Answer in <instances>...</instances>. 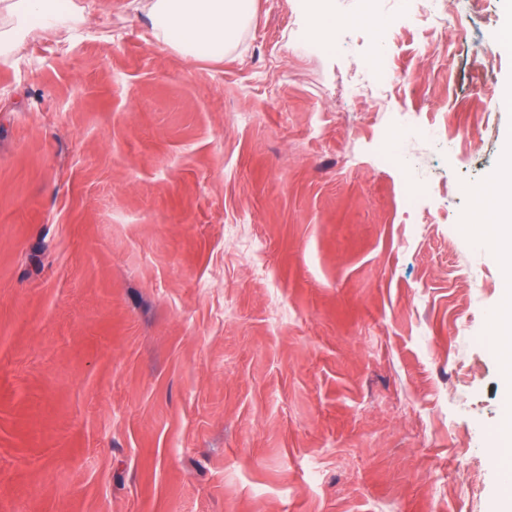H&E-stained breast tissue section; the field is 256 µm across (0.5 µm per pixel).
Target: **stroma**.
Segmentation results:
<instances>
[{"mask_svg":"<svg viewBox=\"0 0 512 512\" xmlns=\"http://www.w3.org/2000/svg\"><path fill=\"white\" fill-rule=\"evenodd\" d=\"M511 9L256 0L192 61L71 0L0 56V512H494ZM476 216L461 224L462 237L475 238L497 250L505 265L512 269V146L505 153L499 170L490 185L475 198Z\"/></svg>","mask_w":512,"mask_h":512,"instance_id":"1","label":"stroma"}]
</instances>
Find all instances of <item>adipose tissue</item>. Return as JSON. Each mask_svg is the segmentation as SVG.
<instances>
[{
  "instance_id": "1",
  "label": "adipose tissue",
  "mask_w": 512,
  "mask_h": 512,
  "mask_svg": "<svg viewBox=\"0 0 512 512\" xmlns=\"http://www.w3.org/2000/svg\"><path fill=\"white\" fill-rule=\"evenodd\" d=\"M69 0H0V54L8 53L21 31L46 27L67 12ZM255 0H147L143 7L155 36L184 57L220 59L235 48L254 16ZM476 216L460 225L462 237L475 238L497 250L512 269V147L475 198ZM489 334L503 377L512 383V289L506 291L489 319Z\"/></svg>"
}]
</instances>
